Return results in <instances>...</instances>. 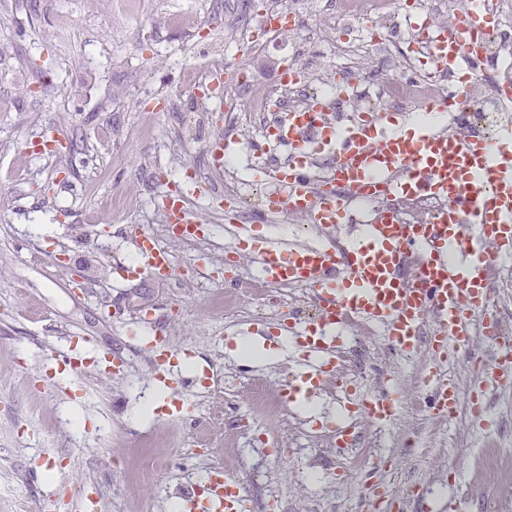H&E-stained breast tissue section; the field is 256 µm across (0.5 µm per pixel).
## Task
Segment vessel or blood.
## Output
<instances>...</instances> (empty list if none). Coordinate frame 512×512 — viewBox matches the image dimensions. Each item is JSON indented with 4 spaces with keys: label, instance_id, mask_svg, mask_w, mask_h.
I'll use <instances>...</instances> for the list:
<instances>
[{
    "label": "vessel or blood",
    "instance_id": "obj_1",
    "mask_svg": "<svg viewBox=\"0 0 512 512\" xmlns=\"http://www.w3.org/2000/svg\"><path fill=\"white\" fill-rule=\"evenodd\" d=\"M496 24L488 0H468L453 26L435 28V63L453 73L483 69L484 35ZM389 118L377 109L342 129L328 102L315 98L305 111L283 113L271 132L290 154L271 174L277 188L265 197L263 213L288 210L306 223L332 228L351 223L350 196L382 202L363 239L350 248L305 245L285 251L266 239H243L259 257L265 283L313 291L316 315L302 336L303 347L313 353L332 344L328 328L350 318L382 324L408 358L426 340L438 354L466 346L474 317L492 323L491 269L501 255L512 254V127L503 126L491 140L468 114L459 113L458 131L404 136L386 131ZM320 154L330 159L331 173L315 186L309 171ZM406 195L440 197L447 206L424 223L405 224L395 202ZM163 209L169 224L185 229L196 224L183 196H167ZM139 250L144 273L159 280L173 274L170 254L156 241L141 240ZM452 250L462 253L461 262L449 261ZM492 377L512 380L510 337L499 339ZM424 401L441 419L451 418L460 402L439 357L426 375ZM402 402L400 390L386 385L366 398L361 410L384 425Z\"/></svg>",
    "mask_w": 512,
    "mask_h": 512
}]
</instances>
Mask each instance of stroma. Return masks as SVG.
<instances>
[{"label": "stroma", "mask_w": 512, "mask_h": 512, "mask_svg": "<svg viewBox=\"0 0 512 512\" xmlns=\"http://www.w3.org/2000/svg\"><path fill=\"white\" fill-rule=\"evenodd\" d=\"M332 6L301 0L303 25L277 38L260 28L268 0H0V512H82L88 495L98 512H170L243 447L244 379L274 385L320 365L285 347L292 310L248 291L260 263L238 241L249 233L283 249L348 244L364 229L323 231L289 211L271 224L258 214L274 184L253 171L288 150L266 149L241 115L291 64L290 43L301 42L311 75L334 77L333 39H301ZM246 20L263 51L234 41ZM224 56L261 79L242 89L234 120L219 97L174 92ZM218 137L236 147L216 171L206 147ZM230 183L240 189L232 201ZM172 192L189 196L211 242L174 247L175 275L159 281L138 273L137 244L163 241L162 198ZM118 195L137 208L113 209ZM481 330L472 321L468 349L448 352V376L464 394L475 379L471 358L489 357ZM157 335L193 386L156 376ZM241 338L253 340L252 359L238 358ZM65 354L84 357L83 366L58 364ZM431 359L427 351L375 359L378 378L404 394L385 428L358 421L362 440L383 448L375 464L356 466V448L337 450L338 405L324 374L288 405L317 456L283 457L294 429L265 432L254 421L262 443L237 477L288 512H372L373 488L401 497L402 512H512V486L497 488L495 473L471 464L485 448L512 453V385L486 380L481 428L417 413L411 403ZM208 401L221 414L203 432L198 405ZM164 451L168 470L145 468L149 453Z\"/></svg>", "instance_id": "stroma-1"}]
</instances>
